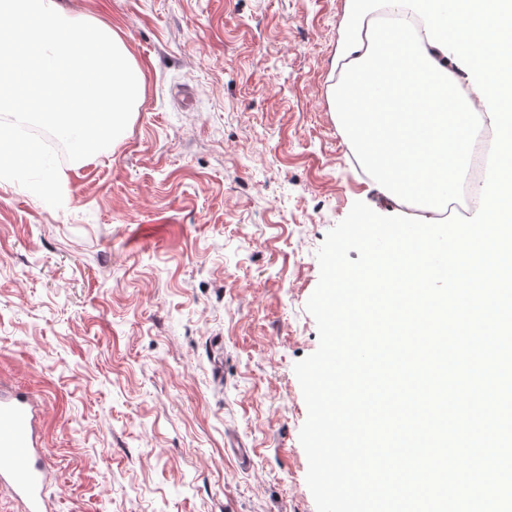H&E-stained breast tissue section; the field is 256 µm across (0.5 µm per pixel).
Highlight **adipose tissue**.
I'll use <instances>...</instances> for the list:
<instances>
[{
    "label": "adipose tissue",
    "instance_id": "1",
    "mask_svg": "<svg viewBox=\"0 0 512 512\" xmlns=\"http://www.w3.org/2000/svg\"><path fill=\"white\" fill-rule=\"evenodd\" d=\"M382 7L414 16L412 35L398 41L365 32L367 18ZM347 20L339 50L343 74L330 88V106L360 148L380 191L406 194L424 210L437 198L436 193L400 183L395 158L379 148L380 136L371 125L368 89L373 84L400 90L422 111L459 119L469 116L474 102H481L488 117L508 133L481 189L485 205L475 218L479 236L448 243V257L458 270H469L477 262L496 266L499 254L492 244L502 225L512 224V0H348ZM452 58L471 72V79L461 81L449 69ZM468 147L467 127L453 130L447 140L429 143L420 169L459 181Z\"/></svg>",
    "mask_w": 512,
    "mask_h": 512
}]
</instances>
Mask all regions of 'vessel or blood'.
I'll list each match as a JSON object with an SVG mask.
<instances>
[{"label": "vessel or blood", "mask_w": 512, "mask_h": 512, "mask_svg": "<svg viewBox=\"0 0 512 512\" xmlns=\"http://www.w3.org/2000/svg\"><path fill=\"white\" fill-rule=\"evenodd\" d=\"M39 415L26 390L0 384V490L23 512H48L45 492L53 470Z\"/></svg>", "instance_id": "obj_1"}]
</instances>
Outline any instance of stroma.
<instances>
[{"mask_svg": "<svg viewBox=\"0 0 512 512\" xmlns=\"http://www.w3.org/2000/svg\"><path fill=\"white\" fill-rule=\"evenodd\" d=\"M66 2L145 88L108 154L62 161L66 206L0 186V381L41 406L51 512H316V252L354 202L405 212L330 109L347 0Z\"/></svg>", "mask_w": 512, "mask_h": 512, "instance_id": "1", "label": "stroma"}]
</instances>
